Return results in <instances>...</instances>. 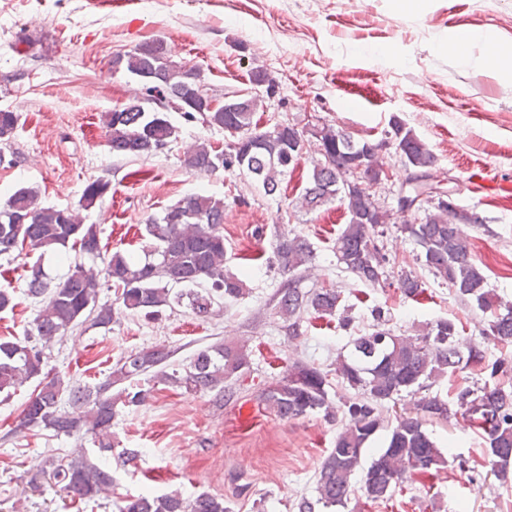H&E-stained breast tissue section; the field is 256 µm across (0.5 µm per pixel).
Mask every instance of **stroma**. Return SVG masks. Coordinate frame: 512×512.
<instances>
[{
    "mask_svg": "<svg viewBox=\"0 0 512 512\" xmlns=\"http://www.w3.org/2000/svg\"><path fill=\"white\" fill-rule=\"evenodd\" d=\"M477 30L512 41V0H428L399 13L390 0H135L118 9L92 0H0V110L21 115L10 142L0 144V199L27 186L41 204L75 208L87 181H109V193L83 212L105 256L142 255L146 219L185 196L223 200L226 266L246 285L243 297L219 300L206 317L181 306L154 319L123 311L107 329L77 326L47 349L48 368L91 387L124 354L155 345L171 351L168 364L178 370L217 342L244 346L250 360L242 376L226 382L220 401L139 377L152 399L120 409L113 421L112 492L81 503L41 467L47 458L95 456L98 448L87 437L18 429L35 381L0 393V512H120L125 495L147 488L219 494L232 512H298L303 497L315 502L314 512H512V482L490 476L486 442L461 415L424 421L438 447L455 455L436 476L414 477L383 503L358 492L343 508L317 505V474L343 420L314 414L287 422L258 401L296 361L327 372L334 404L350 397L336 359L347 353L350 332L370 330L376 306L387 311L397 335L448 319L461 336L478 337L482 313L422 265L421 248L401 232L399 219L385 225L380 243L391 276L407 270L421 280L423 291L413 299L392 286L371 287L338 266L334 246L348 221L340 201L313 212L297 207L314 151H305L279 193L268 196L240 171L198 175L184 168L187 147L204 142L221 150L230 139L201 119L170 111L175 140L142 156L113 154L102 123L104 112L142 90L113 68V57L152 39L167 42L174 61L199 70L219 105L225 93H252V71L266 69L276 89L259 114L264 130L322 121L356 140L379 141L401 121L435 155L433 182L482 216L465 228L472 253L489 289L512 303V83L435 49L449 34ZM381 48L391 56L379 57ZM379 162L388 179L375 200L393 212L407 171L393 147ZM295 234L314 252L297 285L339 290L350 330L340 327V317L308 313L292 334L277 314L276 295L289 279L274 248L280 236ZM36 258L33 251L0 258V288L14 296L13 308L0 312V338L25 339L31 327L38 305L27 281ZM126 448L142 454L122 462Z\"/></svg>",
    "mask_w": 512,
    "mask_h": 512,
    "instance_id": "stroma-1",
    "label": "stroma"
}]
</instances>
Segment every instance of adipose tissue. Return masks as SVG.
Segmentation results:
<instances>
[{
	"label": "adipose tissue",
	"mask_w": 512,
	"mask_h": 512,
	"mask_svg": "<svg viewBox=\"0 0 512 512\" xmlns=\"http://www.w3.org/2000/svg\"><path fill=\"white\" fill-rule=\"evenodd\" d=\"M476 46L483 49L477 56L472 53ZM438 49L453 53L465 62L493 69L503 79L512 81V41H504L495 33L457 34L440 42Z\"/></svg>",
	"instance_id": "1"
}]
</instances>
